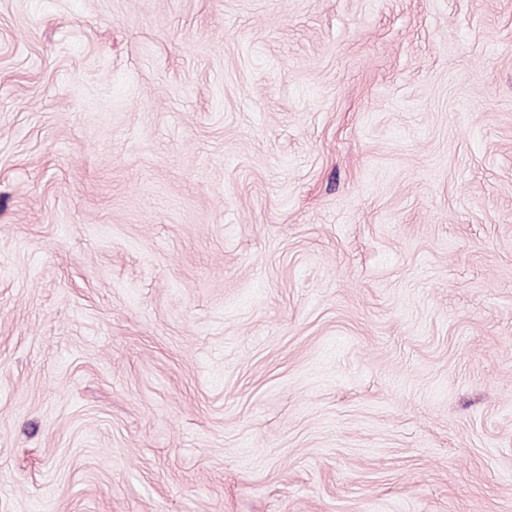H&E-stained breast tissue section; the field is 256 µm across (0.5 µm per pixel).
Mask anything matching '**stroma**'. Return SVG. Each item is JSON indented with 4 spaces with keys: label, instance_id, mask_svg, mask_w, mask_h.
I'll return each instance as SVG.
<instances>
[{
    "label": "stroma",
    "instance_id": "stroma-1",
    "mask_svg": "<svg viewBox=\"0 0 512 512\" xmlns=\"http://www.w3.org/2000/svg\"><path fill=\"white\" fill-rule=\"evenodd\" d=\"M0 512H512V0H0Z\"/></svg>",
    "mask_w": 512,
    "mask_h": 512
}]
</instances>
